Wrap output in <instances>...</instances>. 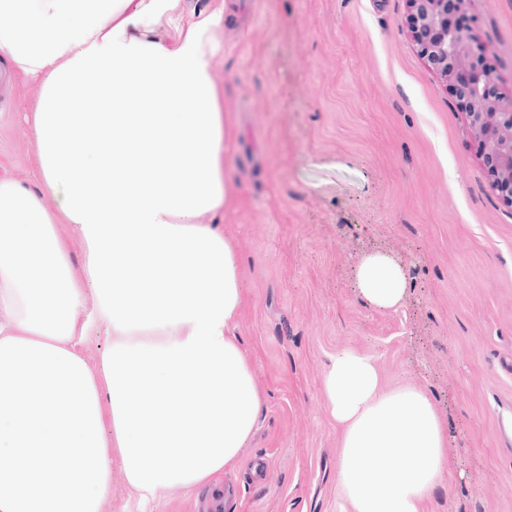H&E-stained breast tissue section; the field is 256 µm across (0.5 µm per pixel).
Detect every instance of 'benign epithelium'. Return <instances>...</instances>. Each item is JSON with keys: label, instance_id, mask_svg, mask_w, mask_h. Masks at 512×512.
<instances>
[{"label": "benign epithelium", "instance_id": "1", "mask_svg": "<svg viewBox=\"0 0 512 512\" xmlns=\"http://www.w3.org/2000/svg\"><path fill=\"white\" fill-rule=\"evenodd\" d=\"M464 0H406L404 25L417 54L449 87L483 163L489 189L512 206V94L483 54L474 20L454 22Z\"/></svg>", "mask_w": 512, "mask_h": 512}]
</instances>
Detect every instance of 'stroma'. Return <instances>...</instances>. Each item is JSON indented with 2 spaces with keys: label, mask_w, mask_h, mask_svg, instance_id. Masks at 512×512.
<instances>
[{
  "label": "stroma",
  "mask_w": 512,
  "mask_h": 512,
  "mask_svg": "<svg viewBox=\"0 0 512 512\" xmlns=\"http://www.w3.org/2000/svg\"><path fill=\"white\" fill-rule=\"evenodd\" d=\"M214 32L241 201L224 214L245 293L237 334L264 397L214 488L141 506L120 466L104 512H337L329 356L376 358L434 401L447 476L425 512H512V207L489 191L464 114L417 55L405 0H232ZM512 91V0H466ZM40 84L0 53V171L38 175ZM402 265V304L357 292L360 259Z\"/></svg>",
  "instance_id": "stroma-1"
}]
</instances>
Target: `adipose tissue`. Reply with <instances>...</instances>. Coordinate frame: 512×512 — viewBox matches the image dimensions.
<instances>
[{
  "instance_id": "ef3b65f1",
  "label": "adipose tissue",
  "mask_w": 512,
  "mask_h": 512,
  "mask_svg": "<svg viewBox=\"0 0 512 512\" xmlns=\"http://www.w3.org/2000/svg\"><path fill=\"white\" fill-rule=\"evenodd\" d=\"M179 8L0 0V52L42 87L39 182L0 176V512H103L116 464L144 504L206 485L237 464L263 407L218 221L237 199L224 155L238 131L212 69L224 10L183 25ZM357 288L393 308L406 277L374 253ZM101 331L112 346L95 372L77 345ZM322 390L341 432L340 512H424L446 467L429 395L384 390L375 358L352 348L330 355ZM59 235L65 240L70 259L75 268H80L84 259V245L70 224L58 225Z\"/></svg>"
}]
</instances>
